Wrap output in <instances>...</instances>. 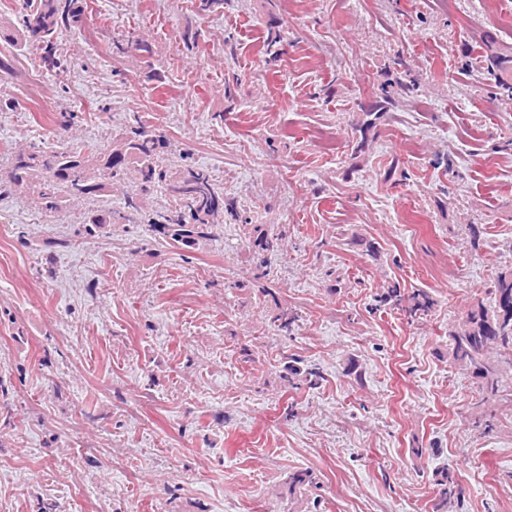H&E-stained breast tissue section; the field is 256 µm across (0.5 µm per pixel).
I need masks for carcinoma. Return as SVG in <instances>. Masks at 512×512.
<instances>
[{"label": "carcinoma", "mask_w": 512, "mask_h": 512, "mask_svg": "<svg viewBox=\"0 0 512 512\" xmlns=\"http://www.w3.org/2000/svg\"><path fill=\"white\" fill-rule=\"evenodd\" d=\"M82 9L78 0H26L21 43L32 44L45 53L55 55V38L61 29L81 27ZM165 138L141 126L95 156H82L68 151L35 147L14 155L10 170L0 177V189L25 187L33 202L44 213L56 214L71 200L94 198L116 183H131L139 194L163 187L176 199V208L155 211L148 220L149 230L162 235L169 244L194 247L220 224L224 208L231 202L215 188L209 171L185 165L171 168L162 157ZM126 215L110 210L88 211L84 223L105 229ZM409 301L408 313L421 317L429 312L433 300L426 293L408 298L398 288L388 289L383 301L395 305ZM297 316L282 310L273 318L277 329L288 335ZM451 357L472 371L482 390L495 397L500 391L498 370L489 363L488 355L496 350L512 365V277L500 279L494 288V307L482 305L470 310L465 328L451 336ZM289 374L312 387L318 384V372L300 366H288Z\"/></svg>", "instance_id": "1"}]
</instances>
